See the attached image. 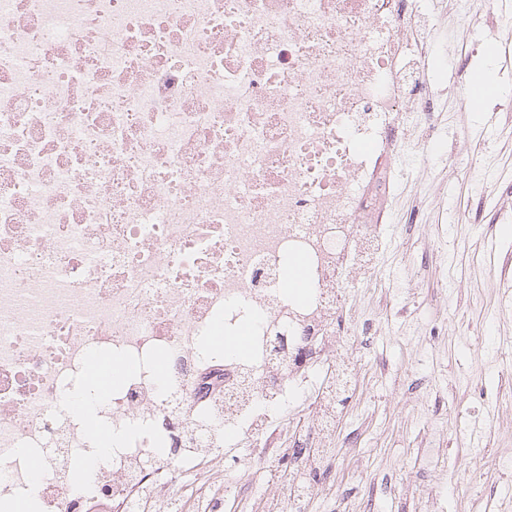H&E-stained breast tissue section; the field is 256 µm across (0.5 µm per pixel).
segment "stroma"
<instances>
[{"instance_id": "obj_1", "label": "stroma", "mask_w": 512, "mask_h": 512, "mask_svg": "<svg viewBox=\"0 0 512 512\" xmlns=\"http://www.w3.org/2000/svg\"><path fill=\"white\" fill-rule=\"evenodd\" d=\"M455 17L428 61L432 88L499 71L487 30ZM466 70H459L461 60ZM448 160H396V210L371 279L350 290L354 321L331 346L352 353L348 398L299 512H512V222L488 224L512 185V124L441 102ZM422 203L423 224L409 210ZM263 471L229 489L224 512H262Z\"/></svg>"}]
</instances>
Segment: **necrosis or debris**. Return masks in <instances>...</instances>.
I'll return each mask as SVG.
<instances>
[{"label": "necrosis or debris", "mask_w": 512, "mask_h": 512, "mask_svg": "<svg viewBox=\"0 0 512 512\" xmlns=\"http://www.w3.org/2000/svg\"><path fill=\"white\" fill-rule=\"evenodd\" d=\"M419 3L0 0V512H192L245 440L318 470L276 414L326 441L392 161L443 150Z\"/></svg>", "instance_id": "necrosis-or-debris-1"}]
</instances>
